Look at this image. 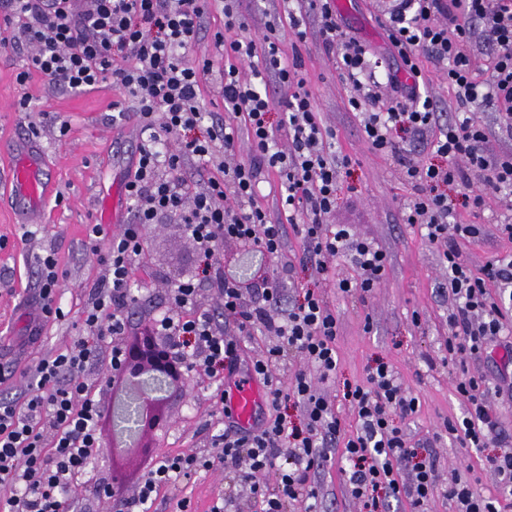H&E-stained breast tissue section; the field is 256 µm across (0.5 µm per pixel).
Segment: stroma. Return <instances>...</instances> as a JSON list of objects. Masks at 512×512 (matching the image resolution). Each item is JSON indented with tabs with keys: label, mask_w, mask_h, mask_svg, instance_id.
<instances>
[{
	"label": "stroma",
	"mask_w": 512,
	"mask_h": 512,
	"mask_svg": "<svg viewBox=\"0 0 512 512\" xmlns=\"http://www.w3.org/2000/svg\"><path fill=\"white\" fill-rule=\"evenodd\" d=\"M398 6L399 0H345L340 14L360 41L381 51L388 46L384 20ZM25 55L20 47L0 48V139H29L49 167L55 194L43 204L42 224L31 229L15 223L10 197L0 192V397L24 382L42 354L64 351L80 336L88 290L107 274L105 265L89 254V229L99 223L110 198L116 201L118 224L132 221L123 187L140 141L135 120L113 122L110 105L118 93L112 86L74 95L35 73L26 84H18ZM300 56L323 121L335 127L338 149L352 158L342 173L339 199L328 221L353 225L390 256L387 276L369 303L334 291L328 294L340 319L337 380L360 381L377 363L389 364L420 400L406 429L413 441L432 449L441 479L466 468L478 493L497 495L496 479L482 465L485 450L462 445L445 431L446 420L463 419L466 405L455 391L461 370L444 360L450 306L444 272L433 248L417 229L401 223L397 211L412 188L398 166L373 152L364 140L359 121L349 110L350 91L338 75L334 56L324 54L312 40L301 45ZM25 95L31 99L27 112L19 109ZM459 215L465 221L474 218L464 209ZM510 216L512 201L494 197L484 214L474 218L486 232L462 249L473 271L496 255L512 252V241L499 238L496 231L497 222ZM148 236V250L132 273L131 285L140 289L145 309L160 310L168 298L165 275L195 265L196 257L175 225L153 226ZM47 251L58 261L65 317L47 319L38 342L26 348L22 342L38 281L35 257ZM190 387V398L170 402L168 424L147 440L153 456L198 451L210 403L201 379H191ZM223 485L221 472L197 474L176 493L160 494L153 510L177 512L178 499L186 498L191 512H208Z\"/></svg>",
	"instance_id": "obj_1"
}]
</instances>
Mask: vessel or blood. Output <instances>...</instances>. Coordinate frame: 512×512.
<instances>
[{"mask_svg": "<svg viewBox=\"0 0 512 512\" xmlns=\"http://www.w3.org/2000/svg\"><path fill=\"white\" fill-rule=\"evenodd\" d=\"M0 154L11 160L9 189L12 202L16 203L27 223H40L42 203L50 190L43 160L11 142L0 144ZM262 401L260 390L249 383L234 387L228 397L234 420L245 429L254 427Z\"/></svg>", "mask_w": 512, "mask_h": 512, "instance_id": "b4317fda", "label": "vessel or blood"}]
</instances>
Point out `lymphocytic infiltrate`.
Listing matches in <instances>:
<instances>
[{"mask_svg":"<svg viewBox=\"0 0 512 512\" xmlns=\"http://www.w3.org/2000/svg\"><path fill=\"white\" fill-rule=\"evenodd\" d=\"M90 2L81 10L76 0H0V44L28 48L18 83L35 72L74 93L112 85L121 94L112 103L117 120L134 116L141 131L134 173L125 184L132 222L117 232L100 224L90 229L104 243L98 259L108 276L89 291L81 337L70 349L39 359L15 395L0 398V512H74L110 417L84 374L100 366L101 343L111 344L103 381L120 395L128 338L151 343L162 336L174 340V387L191 374L204 375L216 383L220 407V383L243 369L266 387L268 416L249 431L225 422L196 453L144 457L133 495L118 484L105 486L116 512H151L161 490L217 469L229 491L211 512H225L231 488L240 484L249 485L256 512H321L316 477L338 445L347 463L345 486L361 512H386L390 497L406 500L410 512H426L437 494L454 502L457 512H501L502 502L512 501V450L484 459L498 480L500 500L480 495L457 472L440 484L435 457L403 429L419 400L403 390L387 363H378L363 381L344 384L343 399L357 424L351 432L341 430L328 395L338 370L340 322L325 289L370 301L384 279L387 254L351 225L327 221L341 171L352 159L337 156L336 130L315 110L308 79L299 59L289 58L282 31L290 29L301 43L315 37L325 53L338 54V74L351 89L348 103L365 141L393 158L412 185L399 214L403 223L418 226L448 274L452 307L444 346L451 359L465 368L494 341L508 368L512 255L495 256L475 274L462 247L481 237L483 227L462 222L457 210L474 217L488 197L512 196V153L495 148L477 116L478 108L493 107L500 130L512 135V0H401L385 20L389 53L398 61L393 69L345 29L335 0H279L268 10L258 0ZM216 12L224 27L212 32L209 19ZM253 28L260 36L249 37ZM424 57L454 91V119L442 118L422 74ZM206 87L221 98L224 118L201 136L199 99ZM275 109L280 118L274 123ZM187 158L200 166L191 184L179 174ZM475 171L483 177L478 189L470 179ZM266 185L277 213L264 203ZM451 186L459 198L449 196ZM170 222L183 225L217 300L206 303L193 280H179L165 311L130 329V315L142 305L131 289L132 270L145 255L150 226ZM289 227L305 257L315 259L322 282L295 302L288 299L294 265L282 259ZM228 239L260 248L276 263L257 302L246 301L220 273ZM340 260L351 276H336ZM36 265L35 338L46 317L64 316L54 254L37 256ZM228 322L235 334L225 333ZM245 336L269 342L247 351ZM292 357L301 366L291 372ZM455 389L467 414L448 423V432L468 447H488L497 424L488 382L465 374ZM289 406L300 410L299 422L288 421Z\"/></svg>","mask_w":512,"mask_h":512,"instance_id":"obj_1","label":"lymphocytic infiltrate"}]
</instances>
